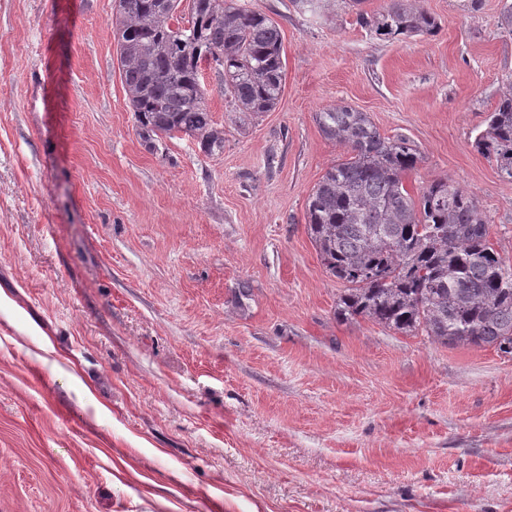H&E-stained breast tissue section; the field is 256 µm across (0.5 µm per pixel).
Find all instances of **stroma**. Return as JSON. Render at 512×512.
I'll return each mask as SVG.
<instances>
[{"mask_svg": "<svg viewBox=\"0 0 512 512\" xmlns=\"http://www.w3.org/2000/svg\"><path fill=\"white\" fill-rule=\"evenodd\" d=\"M244 2L283 91L245 120L203 70L209 155L141 138L115 0H0V512H512V354L338 317L305 218L349 156L313 115L348 105L418 147L410 193L477 197L512 270V182L473 145L506 0H417L440 29L400 41Z\"/></svg>", "mask_w": 512, "mask_h": 512, "instance_id": "1", "label": "stroma"}]
</instances>
